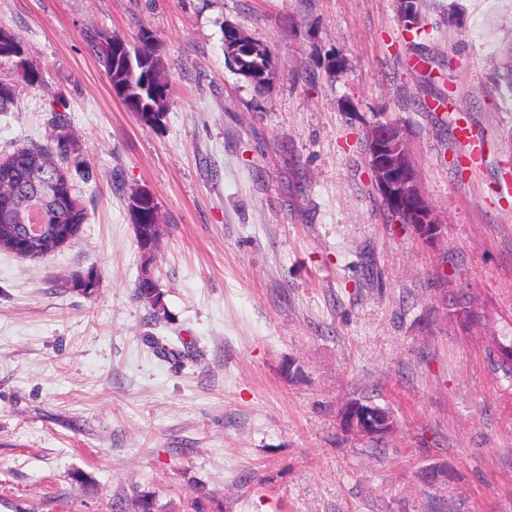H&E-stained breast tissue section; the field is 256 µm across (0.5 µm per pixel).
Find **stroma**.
<instances>
[{
    "mask_svg": "<svg viewBox=\"0 0 512 512\" xmlns=\"http://www.w3.org/2000/svg\"><path fill=\"white\" fill-rule=\"evenodd\" d=\"M420 11L410 48L399 0H0L42 71L0 113V155L66 117L89 217L51 256L0 251V512H512V386L484 351L512 333V0ZM229 25L271 50L264 92L227 63ZM90 30L160 44L158 126L113 95ZM388 119L434 243L383 220L365 140ZM137 190L163 228L149 259ZM147 264L156 304L134 292ZM91 269L92 294L68 288ZM354 400L389 430H344Z\"/></svg>",
    "mask_w": 512,
    "mask_h": 512,
    "instance_id": "1",
    "label": "stroma"
}]
</instances>
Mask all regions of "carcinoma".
<instances>
[{
	"instance_id": "1",
	"label": "carcinoma",
	"mask_w": 512,
	"mask_h": 512,
	"mask_svg": "<svg viewBox=\"0 0 512 512\" xmlns=\"http://www.w3.org/2000/svg\"><path fill=\"white\" fill-rule=\"evenodd\" d=\"M415 11L402 15L403 31L418 38L422 30L416 19L419 3L412 4ZM87 41L99 65L104 69L115 94L126 107L138 114L146 126L160 124L170 96V85L163 77L162 58L154 55L150 42L154 37L148 31L141 32L137 43L132 45L123 37L112 35L100 37L96 32L87 34ZM26 48L24 40L13 31L0 27V61L13 65L21 71L27 84L35 85L42 80L38 68H21L22 58L14 55L18 49ZM229 64L239 74L249 77L253 86H258L269 77L272 68L259 66L252 57L234 58ZM16 85L0 79V113L17 107ZM75 142L67 121L56 124L53 148L19 146L0 157V186H8L10 192L0 196V249L22 253L27 258H42L57 251L67 239L78 236L87 223V212L74 195L73 179L68 169L55 160V156H66L74 150ZM44 208L47 219L42 233L21 241L23 225L29 216ZM156 203L141 197V192L131 193L128 201L130 214H139L143 224L142 242L145 247L161 236L162 227L155 223L153 210ZM98 286V274L89 270L70 280V288L83 294H91ZM451 305L454 316L465 321L476 320L466 293L458 288L453 291ZM493 371L512 381V336L505 333L494 339L486 349Z\"/></svg>"
}]
</instances>
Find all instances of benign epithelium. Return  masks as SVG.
Instances as JSON below:
<instances>
[{
	"label": "benign epithelium",
	"mask_w": 512,
	"mask_h": 512,
	"mask_svg": "<svg viewBox=\"0 0 512 512\" xmlns=\"http://www.w3.org/2000/svg\"><path fill=\"white\" fill-rule=\"evenodd\" d=\"M367 146L377 194L406 213L409 223L418 227L417 235L422 240L431 243L438 239L441 220L423 192L405 127L397 121L378 123L368 133ZM342 422L348 430L362 435L389 428V417L356 403L345 409Z\"/></svg>",
	"instance_id": "7a95c632"
}]
</instances>
